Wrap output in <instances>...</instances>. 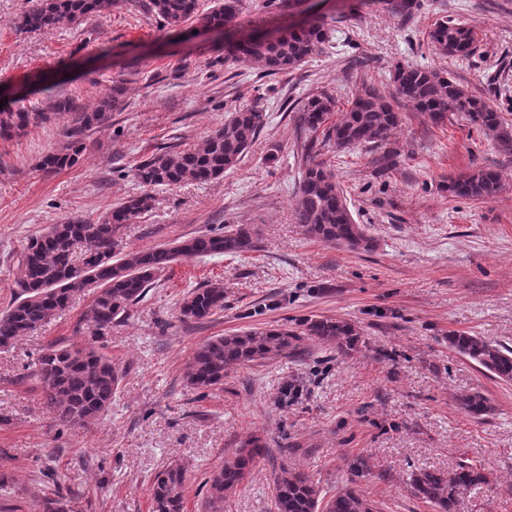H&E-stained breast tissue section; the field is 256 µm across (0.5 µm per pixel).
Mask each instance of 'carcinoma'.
I'll use <instances>...</instances> for the list:
<instances>
[{"mask_svg":"<svg viewBox=\"0 0 512 512\" xmlns=\"http://www.w3.org/2000/svg\"><path fill=\"white\" fill-rule=\"evenodd\" d=\"M117 0H26L18 28L44 30L63 23L76 24L112 10ZM241 0H216L208 12L199 10V0H149L148 12L168 30L179 33L189 21L209 29H221L240 10ZM432 47L441 55L467 57L474 51L476 33L461 22L442 19L429 34ZM324 25L312 24L288 31L270 41L254 38L245 43L224 44V61L250 60L269 73L299 66L324 43ZM393 101L364 88L350 102L342 117L333 122L335 100L326 94L307 99L299 112V123L322 142L346 150L359 146L384 147L391 132L403 120L395 105L403 104L441 124L450 112H459L477 128L493 133L512 150V132L504 129L499 113L484 100L467 94L444 72L417 66L398 65L392 73ZM124 87L115 82L87 111L70 97L57 98L48 112H14L0 109V138L25 133L31 125L43 124L51 114H67L64 145L40 161L44 171L71 168L86 149L93 129L104 124L111 112L124 104ZM265 125V114L255 107L229 113L224 124L203 137L195 146L153 155L132 169V178L143 191L130 195L96 220L72 218L52 225L46 232L26 238L20 252L22 278L19 291L0 312V348L26 336L52 316L70 307L72 299L93 284L92 300L82 312L77 331L103 336L112 324L140 302L150 285L174 263L187 258L212 255L240 256L257 248V231L250 224L227 230L213 229L147 250L116 252V232L133 224L151 210L150 190L183 182L207 183L224 177L237 165ZM315 143L308 149L309 161L297 188L295 218L311 237L352 251L370 252L376 241L365 226L355 222L347 197L335 174L317 160ZM501 190L499 173L477 168L448 183V191L460 197L486 199ZM224 282L194 288L179 306V319L202 323L224 310ZM316 342L348 358L364 346L361 328L354 322L311 315L276 325L250 327L216 336L193 352L184 372L186 384L197 390L224 384L234 368L264 360L298 354L305 343ZM448 346L482 372L505 383L512 382V347L467 332L448 335ZM34 375L42 387L44 405L55 426L85 425L112 408L123 376L105 354L91 345L52 344L35 364ZM457 404L471 417L481 420L491 412L488 399L479 391L457 397ZM267 448L258 436L243 442L224 465L213 471L207 486L204 512H224V499L246 484ZM184 473L167 466L155 475L150 488L151 512H184ZM489 483L486 469L466 461L450 472L422 468L410 476L413 495L431 505L435 512H463L465 496ZM276 512H376L363 494L344 490L327 498L307 474L282 467L273 481ZM43 512H75L70 501L46 497Z\"/></svg>","mask_w":512,"mask_h":512,"instance_id":"carcinoma-1","label":"carcinoma"}]
</instances>
